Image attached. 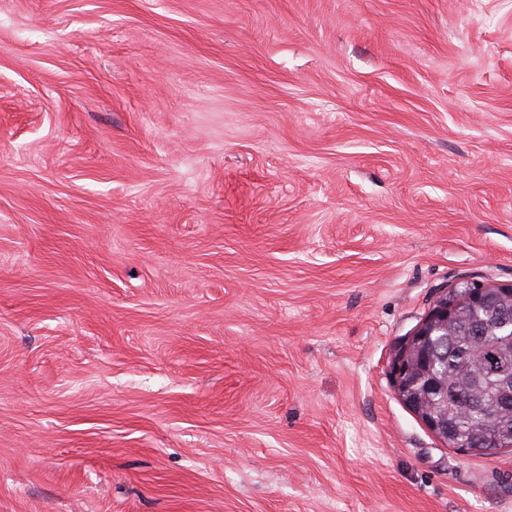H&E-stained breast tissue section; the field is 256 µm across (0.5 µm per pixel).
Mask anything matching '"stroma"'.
Listing matches in <instances>:
<instances>
[{"mask_svg": "<svg viewBox=\"0 0 512 512\" xmlns=\"http://www.w3.org/2000/svg\"><path fill=\"white\" fill-rule=\"evenodd\" d=\"M512 284V0H0V512H512L390 364Z\"/></svg>", "mask_w": 512, "mask_h": 512, "instance_id": "1", "label": "stroma"}]
</instances>
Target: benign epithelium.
<instances>
[{
  "label": "benign epithelium",
  "mask_w": 512,
  "mask_h": 512,
  "mask_svg": "<svg viewBox=\"0 0 512 512\" xmlns=\"http://www.w3.org/2000/svg\"><path fill=\"white\" fill-rule=\"evenodd\" d=\"M489 309L503 325H512V285L498 286L462 280L441 295L391 363L390 373L398 397L427 429L449 448L472 454L512 448V427L501 423L490 438L478 443L462 436L448 421V370L437 365L448 337L458 322H480L479 311ZM497 404L512 412V377L498 378L487 386Z\"/></svg>",
  "instance_id": "obj_1"
}]
</instances>
